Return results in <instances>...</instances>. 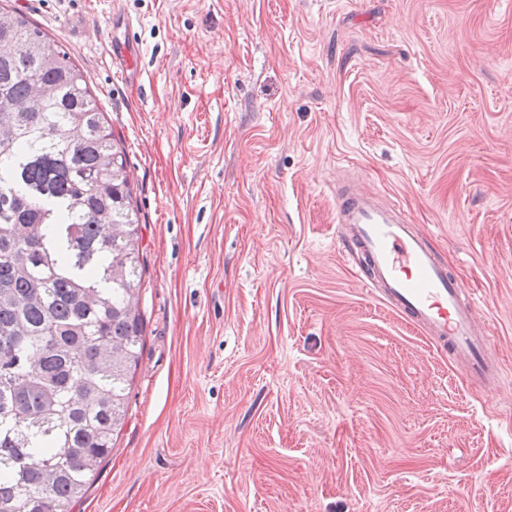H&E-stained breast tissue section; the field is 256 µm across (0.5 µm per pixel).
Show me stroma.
<instances>
[{"instance_id":"stroma-1","label":"stroma","mask_w":512,"mask_h":512,"mask_svg":"<svg viewBox=\"0 0 512 512\" xmlns=\"http://www.w3.org/2000/svg\"><path fill=\"white\" fill-rule=\"evenodd\" d=\"M0 7L81 72L140 224L142 353L72 512H512V382L468 385L336 235L339 187L397 202L512 373V0Z\"/></svg>"}]
</instances>
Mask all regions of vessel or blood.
Listing matches in <instances>:
<instances>
[{
  "mask_svg": "<svg viewBox=\"0 0 512 512\" xmlns=\"http://www.w3.org/2000/svg\"><path fill=\"white\" fill-rule=\"evenodd\" d=\"M336 216L343 247L361 258L366 286L429 336L468 381L488 388L503 384L506 371L493 336L478 328L475 299L465 296L458 278L401 210L346 190L336 196Z\"/></svg>",
  "mask_w": 512,
  "mask_h": 512,
  "instance_id": "obj_1",
  "label": "vessel or blood"
}]
</instances>
